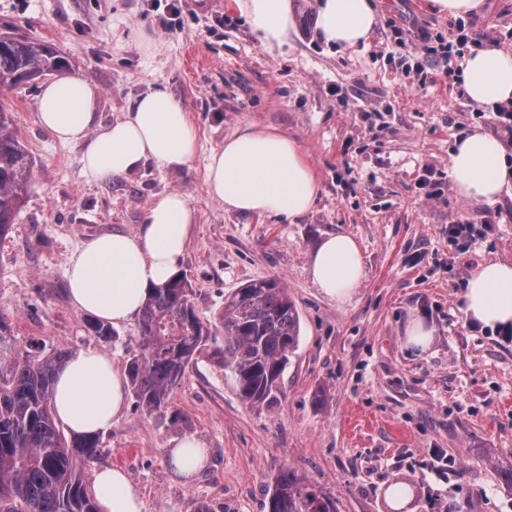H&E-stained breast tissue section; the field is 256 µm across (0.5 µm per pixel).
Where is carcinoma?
Instances as JSON below:
<instances>
[{
    "instance_id": "cac0c4a2",
    "label": "carcinoma",
    "mask_w": 512,
    "mask_h": 512,
    "mask_svg": "<svg viewBox=\"0 0 512 512\" xmlns=\"http://www.w3.org/2000/svg\"><path fill=\"white\" fill-rule=\"evenodd\" d=\"M68 67L52 46L0 32V89L37 86ZM11 106L0 99V237L5 236L32 185L33 161L15 129ZM224 376L241 400L271 404L298 346L300 317L278 279L251 281L224 300ZM92 335L110 339L113 327L85 320ZM11 325L0 317V512H99L84 467L98 453V434L65 435L53 408L55 373L72 356L9 346ZM212 336L195 312L186 277L152 288L140 311L138 351L127 360L128 386L139 406L166 405L188 366ZM269 512H336L333 501L292 470L277 478Z\"/></svg>"
}]
</instances>
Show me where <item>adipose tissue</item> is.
I'll list each match as a JSON object with an SVG mask.
<instances>
[{"instance_id":"1","label":"adipose tissue","mask_w":512,"mask_h":512,"mask_svg":"<svg viewBox=\"0 0 512 512\" xmlns=\"http://www.w3.org/2000/svg\"><path fill=\"white\" fill-rule=\"evenodd\" d=\"M246 16L263 45L282 46L294 24L290 0H229ZM377 22L376 0H318L317 30L326 43L354 50L367 44ZM460 86L487 111L512 102V50L487 45L470 55ZM99 91L89 80L63 75L38 97V119L61 142H80L85 174L95 180L122 177L143 164L161 171L182 168L198 153L196 126L167 90L151 88L110 125L99 121ZM448 174L456 194L492 203L512 188V156L495 136L476 130L457 139ZM208 195L225 209L249 215L294 218L306 213L319 181L300 143L273 126L246 125L205 158ZM196 212L181 193L156 195L134 233H106L72 253L66 275L74 306L120 326L135 319L151 287L178 271L195 231ZM309 275L336 304L352 301L365 275L358 242L345 234L325 237L312 253ZM467 321L485 328L512 325V264H480L463 290ZM127 400L126 379L107 354L80 350L57 371L58 420L80 434L111 428ZM174 474L191 480L208 462V451L191 438L168 451ZM100 512H142L139 493L121 470L106 468L93 479Z\"/></svg>"}]
</instances>
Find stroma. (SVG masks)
I'll use <instances>...</instances> for the list:
<instances>
[{"mask_svg": "<svg viewBox=\"0 0 512 512\" xmlns=\"http://www.w3.org/2000/svg\"><path fill=\"white\" fill-rule=\"evenodd\" d=\"M0 0V29L55 47L69 73L98 86L108 125L148 88H166L190 112L199 153L189 165H145L96 181L83 170V144L53 138L37 118L36 89L7 94L15 130L33 160L27 201L0 238V318L12 346L46 351L93 347L118 367L137 348L138 324L104 340L87 333L70 300L71 254L103 233H132L151 199L177 191L197 213V231L179 263L203 321L257 279L282 281L296 303L299 344L282 392L253 409L224 377L217 345L190 364L166 408L128 402L101 435L87 474L124 470L142 512H268L275 477L290 469L336 504V512H393L390 483L412 485L406 512H512V343L468 328L461 284L487 261L512 263V192L491 204L460 199L448 176L457 137L490 118L459 84L406 73L418 53L393 25L428 26L452 39L458 20L426 0H377L378 23L365 48L341 51L316 37L318 0H292L295 27L283 48H266L228 0ZM483 43L512 49V0H485L468 16ZM155 38L144 52L133 36ZM274 126L302 145L319 180L311 209L296 219L225 210L212 200L204 161L248 125ZM432 169L443 189L427 199L419 183ZM495 222L470 248L449 244L460 218ZM346 233L360 244L365 276L351 304L324 297L309 276L321 239ZM426 319L434 341L405 345L410 315ZM186 437L209 451L192 482L171 471L167 450ZM448 458L436 475L434 455Z\"/></svg>", "mask_w": 512, "mask_h": 512, "instance_id": "obj_1", "label": "stroma"}]
</instances>
